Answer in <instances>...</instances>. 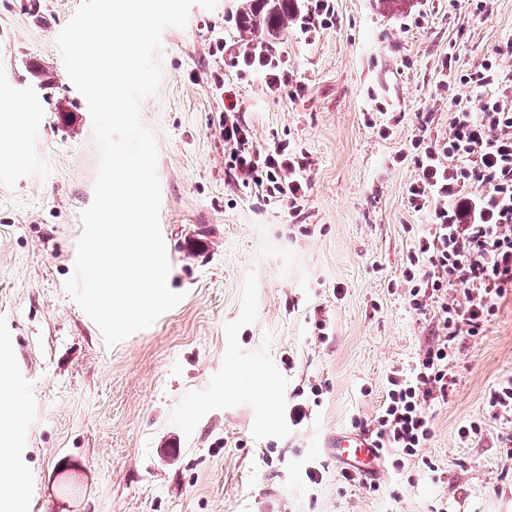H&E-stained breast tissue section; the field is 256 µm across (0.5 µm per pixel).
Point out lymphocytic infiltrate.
Wrapping results in <instances>:
<instances>
[{
	"instance_id": "obj_1",
	"label": "lymphocytic infiltrate",
	"mask_w": 512,
	"mask_h": 512,
	"mask_svg": "<svg viewBox=\"0 0 512 512\" xmlns=\"http://www.w3.org/2000/svg\"><path fill=\"white\" fill-rule=\"evenodd\" d=\"M456 63L452 53L442 59V86H470L476 98H451L447 136L416 137L406 152L416 170L407 205L426 214L427 227L414 233L402 277L410 308L433 315L436 339L409 373L389 378L374 417L377 448L416 458L428 470L433 463L421 454L432 435L426 409L453 389L455 343L482 335L498 300L512 293V74L495 57L463 75ZM235 65L260 75L269 93L291 84L284 59L263 42L245 48ZM211 79L224 103L216 121L229 171L266 200L298 209L309 190L304 153L284 143L257 147L223 74Z\"/></svg>"
}]
</instances>
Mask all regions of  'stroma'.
<instances>
[{
	"label": "stroma",
	"instance_id": "35a3bbf8",
	"mask_svg": "<svg viewBox=\"0 0 512 512\" xmlns=\"http://www.w3.org/2000/svg\"><path fill=\"white\" fill-rule=\"evenodd\" d=\"M244 2L192 5L162 34L161 83L140 118L157 141L168 281L183 299L110 347L64 289L99 167L53 37L80 0H0V146L15 172L0 181V374L21 421L0 426V461L21 480L0 491V512L16 496L24 512H512V427L486 406L512 378V294L483 335L460 339L453 390L429 409L436 472L384 456L371 493L324 453L354 420L372 422L388 378L433 340L432 317L405 299L411 230L426 217L406 205L415 168L397 156L447 133L440 60L455 53L467 70L512 40V0L480 14L471 0H335L336 24L314 42L292 25L263 35L304 84L298 97L234 67L250 39ZM217 69L257 145L305 154L296 213L229 173ZM377 110L389 138L365 123ZM473 421L481 432L461 441Z\"/></svg>",
	"mask_w": 512,
	"mask_h": 512
}]
</instances>
